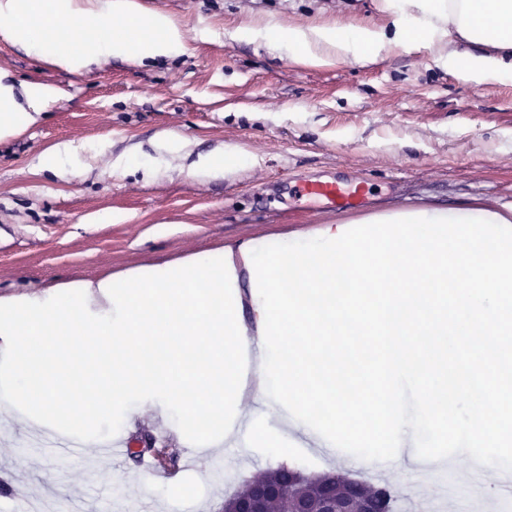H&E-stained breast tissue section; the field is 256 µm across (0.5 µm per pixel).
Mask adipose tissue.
Wrapping results in <instances>:
<instances>
[{"mask_svg":"<svg viewBox=\"0 0 512 512\" xmlns=\"http://www.w3.org/2000/svg\"><path fill=\"white\" fill-rule=\"evenodd\" d=\"M392 31L371 26L265 25L238 31L288 47L310 64L372 57L393 46L426 45L434 61L469 82L487 84L512 78V0H383ZM73 32L93 30L94 39L71 46L54 37L59 21ZM0 37L19 42L60 68L79 72L96 58L140 61L170 57L184 48L181 28L165 14H144L138 0H0ZM51 85L16 90L0 71V141L19 135L62 97Z\"/></svg>","mask_w":512,"mask_h":512,"instance_id":"1","label":"adipose tissue"}]
</instances>
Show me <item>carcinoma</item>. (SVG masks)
Masks as SVG:
<instances>
[{
    "label": "carcinoma",
    "instance_id": "cac0c4a2",
    "mask_svg": "<svg viewBox=\"0 0 512 512\" xmlns=\"http://www.w3.org/2000/svg\"><path fill=\"white\" fill-rule=\"evenodd\" d=\"M259 486L276 487L281 490L278 496L270 497L263 503L262 512H284L288 504L304 503L311 512L319 509L318 490L334 491L342 499L368 501L383 512H393L394 498L385 486H374L357 480H347L332 471L321 475H309L288 466L267 470L247 484L239 495L247 496Z\"/></svg>",
    "mask_w": 512,
    "mask_h": 512
}]
</instances>
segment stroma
Here are the masks:
<instances>
[{
	"instance_id": "35a3bbf8",
	"label": "stroma",
	"mask_w": 512,
	"mask_h": 512,
	"mask_svg": "<svg viewBox=\"0 0 512 512\" xmlns=\"http://www.w3.org/2000/svg\"><path fill=\"white\" fill-rule=\"evenodd\" d=\"M181 27L186 49L137 64L103 57L71 73L0 38V70L16 85L62 87L60 98L21 134L0 142V296L165 266L221 253L237 267L235 315L242 328L262 305L251 253L311 239L357 213L325 211L290 194L289 178L324 174L365 181L371 211L512 210V80L474 85L437 67L429 48L397 47L374 62L299 63L239 28L370 25L389 18L380 0H139ZM181 138L157 154L161 134ZM61 143L73 164L41 170ZM235 149L245 165L194 173L198 156ZM239 440L220 456L200 452L171 416L136 414L125 439L149 438L168 455L110 461L101 441L79 454L45 452L15 407L0 403V483L14 502L49 498L51 512H223L224 501L260 471L288 465L388 486L394 512H500L501 474L470 464L404 473L336 447L318 448L311 428L246 394ZM287 439L280 455L273 442ZM151 482H141L144 472Z\"/></svg>"
}]
</instances>
